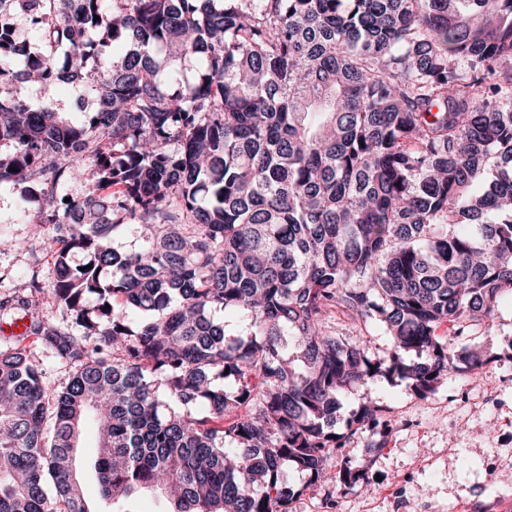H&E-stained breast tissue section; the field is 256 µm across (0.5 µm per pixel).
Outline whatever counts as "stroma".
<instances>
[{"label": "stroma", "mask_w": 512, "mask_h": 512, "mask_svg": "<svg viewBox=\"0 0 512 512\" xmlns=\"http://www.w3.org/2000/svg\"><path fill=\"white\" fill-rule=\"evenodd\" d=\"M20 189L0 187V233L29 243L30 252L0 254V295L32 276L48 278V261L33 263L52 231L38 223L39 203L19 207ZM494 361L481 379L454 371L428 395L408 382L379 378L343 398L336 430L348 433L364 400L376 402L382 423L348 434L337 462L359 469L376 490L356 488L327 499L326 487H306L305 474L285 469L298 493L290 512H512V302H503L490 331ZM96 425H88L77 474L92 512H100L94 461ZM496 483H488V471Z\"/></svg>", "instance_id": "stroma-1"}]
</instances>
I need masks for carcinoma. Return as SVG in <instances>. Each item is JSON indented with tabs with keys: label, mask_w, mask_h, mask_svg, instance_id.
<instances>
[{
	"label": "carcinoma",
	"mask_w": 512,
	"mask_h": 512,
	"mask_svg": "<svg viewBox=\"0 0 512 512\" xmlns=\"http://www.w3.org/2000/svg\"><path fill=\"white\" fill-rule=\"evenodd\" d=\"M34 78L94 110L33 106ZM2 183L39 189L66 324L35 276L0 317L69 372L0 346V512H92L91 417L106 499L289 512L288 463L357 483L330 473L354 387L491 362L465 340L512 299V0H0ZM22 340V345L27 346L30 356L37 367L43 370L48 381L58 384L67 373V366L62 364L54 354L43 347L34 337ZM97 440V427L89 424L84 433L82 448L78 451L77 474L82 484L84 495L91 510H106L98 496L94 461L96 448H93Z\"/></svg>",
	"instance_id": "obj_1"
}]
</instances>
